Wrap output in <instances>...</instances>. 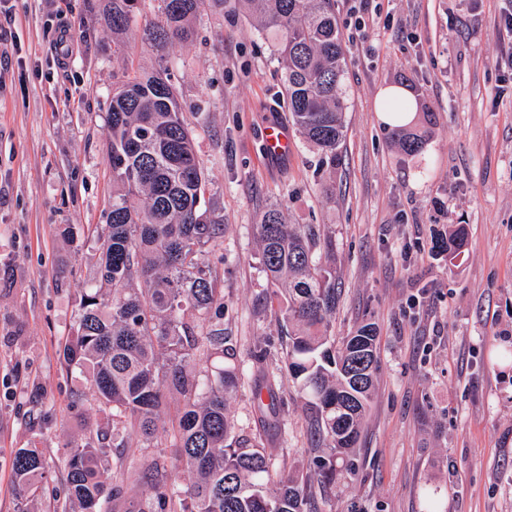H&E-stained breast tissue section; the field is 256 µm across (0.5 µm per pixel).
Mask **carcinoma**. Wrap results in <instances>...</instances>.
Returning a JSON list of instances; mask_svg holds the SVG:
<instances>
[{"label":"carcinoma","instance_id":"cac0c4a2","mask_svg":"<svg viewBox=\"0 0 512 512\" xmlns=\"http://www.w3.org/2000/svg\"><path fill=\"white\" fill-rule=\"evenodd\" d=\"M112 56L135 31L158 52L186 41L206 8L247 11L259 32L275 38L284 70L288 121L320 153L325 194L335 189L345 138L343 48L333 0H162L161 20L138 25L139 0H110ZM105 147L112 169V203L96 273L85 289L64 346L67 368L91 374L100 411L111 430L66 445L62 458L69 500L81 512H112L124 483L143 474L152 496L125 512H306L311 485L336 482L337 460L355 448L378 370L376 330L360 325L335 346L336 271L332 236L314 224L285 223L269 210L257 225L259 262L284 299L280 335L288 377L314 414L321 448L305 478L273 482L272 452L235 431L229 404L239 387L232 348L225 346L224 291L203 263L206 247L224 237L223 216L206 206L207 178L196 142L182 119L169 76L133 71L112 87ZM395 141L418 154L423 136L399 128ZM466 227L448 230L442 250L464 253ZM228 359L201 381L196 360ZM182 398L171 433L174 459L156 456L139 472L126 454L137 435L155 447L167 395ZM254 399L277 419V381L263 376ZM193 480L183 485L178 469ZM14 471L23 497L37 490L45 467L36 448H20Z\"/></svg>","mask_w":512,"mask_h":512}]
</instances>
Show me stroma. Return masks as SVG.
Listing matches in <instances>:
<instances>
[{
	"label": "stroma",
	"instance_id": "obj_1",
	"mask_svg": "<svg viewBox=\"0 0 512 512\" xmlns=\"http://www.w3.org/2000/svg\"><path fill=\"white\" fill-rule=\"evenodd\" d=\"M107 0H0V512H15L18 449L45 477L29 512H67L64 446L107 417L63 347L106 224L104 151L112 86L125 63L171 76L224 236L203 256L224 290V333L243 371L238 432L261 439L279 477L306 473L317 440L286 380L280 311L258 260L256 227L279 209L336 243L331 333L377 329L378 384L343 474L314 488L309 512H512V38L505 0H334L345 52L346 137L336 192L302 139L268 156L286 124L273 40L246 13L203 11L191 39L157 54L127 40L112 57ZM365 27H358L357 18ZM67 30L72 55L55 49ZM405 85L432 114L423 150L404 154L377 117L380 91ZM82 233L64 239L63 225ZM464 254H437L449 225ZM264 349L263 362L252 353ZM280 379L278 427L251 402L261 372ZM293 141L288 131L282 126L274 124L266 129L265 152L269 155H288L293 149Z\"/></svg>",
	"mask_w": 512,
	"mask_h": 512
}]
</instances>
